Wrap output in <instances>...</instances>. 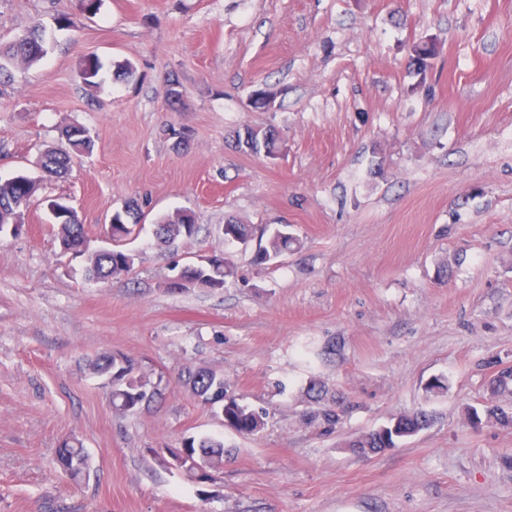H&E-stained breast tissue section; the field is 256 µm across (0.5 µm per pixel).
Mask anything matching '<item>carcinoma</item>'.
<instances>
[{
    "label": "carcinoma",
    "instance_id": "cac0c4a2",
    "mask_svg": "<svg viewBox=\"0 0 512 512\" xmlns=\"http://www.w3.org/2000/svg\"><path fill=\"white\" fill-rule=\"evenodd\" d=\"M47 53L45 31L38 25L30 27L18 34L9 44L0 46V85L12 79L11 67L16 64L32 66L38 63ZM434 46L423 42L412 45L410 62L418 70L424 71L434 58ZM69 150L63 151L55 147L44 151L39 159L40 170L48 177H61L66 174L73 162V156L90 151L92 140L85 127L73 125L62 131ZM33 186L23 179L11 178L0 181V234L7 231L17 234L22 225L11 224V221L27 211L32 198ZM224 240L246 242L252 231L245 224L232 220L223 225ZM200 226L194 216L186 211L178 212L171 218H163L156 224L155 235L163 242L177 238H192L198 234ZM131 234L128 224L112 225V242L110 249L81 254L83 258L84 276L89 281H107L133 270L129 260L133 253L120 248V242ZM60 246L70 248L80 240L88 239L85 225L77 213H72L70 222L58 225ZM296 239L288 232V225L281 224L268 237L264 246H259L254 256L258 264L267 263L289 251ZM184 274L188 282L196 288H222L227 278L232 275V266L223 254H214L208 262L198 268H186ZM91 369L109 379V399L112 407L119 413H133L143 406L161 399L163 392L160 382H155L150 375L133 359L121 355H105L90 364ZM185 384L203 405L217 407L216 415L221 424L241 434L254 435L263 426L262 416L240 404L234 397L227 394L224 374L211 369L186 370ZM429 416L424 411H416L399 416L389 423L361 435L350 443V447L361 451L369 450L373 454L387 448H393L399 441L413 436L424 429ZM182 447L190 454L205 461L208 474L204 479H213V473L224 465V441L215 437L184 438ZM58 466L71 478H84L85 470L89 469L88 456L80 440L68 437L57 448Z\"/></svg>",
    "mask_w": 512,
    "mask_h": 512
}]
</instances>
